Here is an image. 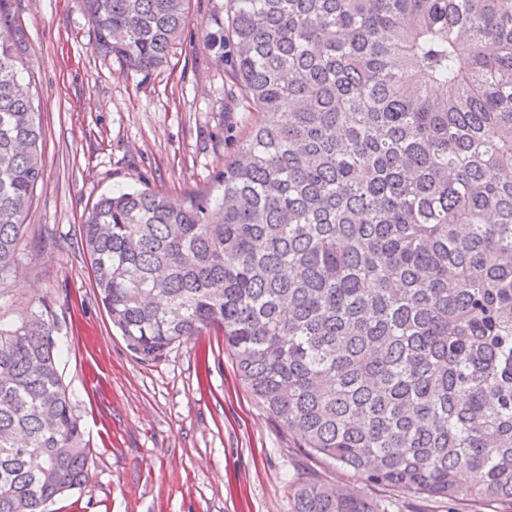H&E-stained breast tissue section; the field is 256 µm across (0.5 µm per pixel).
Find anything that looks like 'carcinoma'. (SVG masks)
I'll use <instances>...</instances> for the list:
<instances>
[{
	"mask_svg": "<svg viewBox=\"0 0 512 512\" xmlns=\"http://www.w3.org/2000/svg\"><path fill=\"white\" fill-rule=\"evenodd\" d=\"M190 0H84L95 46L168 63ZM0 0V285L16 273L43 127ZM206 37L253 113L221 194L101 197L93 285L138 359L219 329L299 447L366 487L512 503V0H226ZM49 308L0 315V512L88 479ZM290 512H389L302 473Z\"/></svg>",
	"mask_w": 512,
	"mask_h": 512,
	"instance_id": "obj_1",
	"label": "carcinoma"
}]
</instances>
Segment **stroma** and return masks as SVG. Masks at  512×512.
Here are the masks:
<instances>
[{"label": "stroma", "mask_w": 512, "mask_h": 512, "mask_svg": "<svg viewBox=\"0 0 512 512\" xmlns=\"http://www.w3.org/2000/svg\"><path fill=\"white\" fill-rule=\"evenodd\" d=\"M225 0H191L167 66L149 73L101 56L83 0H13L27 41L44 127V175L0 294L12 316L46 304L58 324L61 370L90 445L89 478L53 512H289L288 483L316 472L357 487L352 471L297 448L239 378L221 331L137 360L93 287L80 227L120 190L150 189L181 205L216 191L252 120L205 33Z\"/></svg>", "instance_id": "obj_1"}]
</instances>
